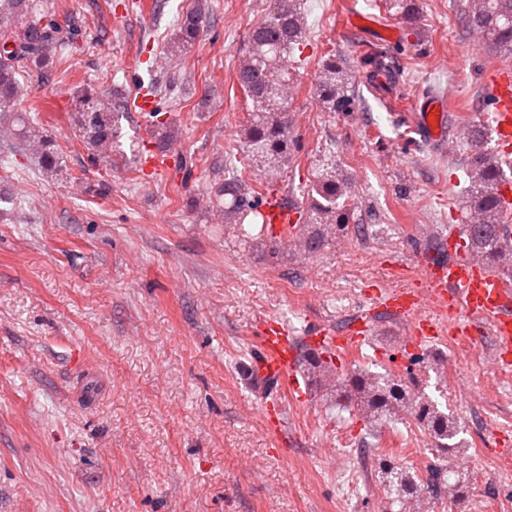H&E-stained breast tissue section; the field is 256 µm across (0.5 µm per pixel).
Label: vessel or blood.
I'll return each mask as SVG.
<instances>
[{
    "instance_id": "obj_1",
    "label": "vessel or blood",
    "mask_w": 512,
    "mask_h": 512,
    "mask_svg": "<svg viewBox=\"0 0 512 512\" xmlns=\"http://www.w3.org/2000/svg\"><path fill=\"white\" fill-rule=\"evenodd\" d=\"M488 88L489 114L496 148L512 154V71L498 68L485 75ZM448 107L445 99L432 98L425 104L421 121L428 135H442L443 116ZM261 211L274 233H282L298 219L296 209L281 198H267ZM463 244L456 231L448 233V249L453 256L446 262L426 264L419 268L426 293L410 289L376 292L375 298L386 309L399 314L410 328L401 349L418 348L436 336L440 326L449 335L470 331L473 325L489 322L496 340L494 368L512 367V284L494 271L475 264L461 253ZM368 321L358 322L347 335H334L329 329L316 327L309 331L308 345L324 358H333L337 349L362 346L370 340ZM263 352L256 360L259 374L290 389H299L296 378L298 351L294 337L289 336L278 321L264 323L259 332Z\"/></svg>"
}]
</instances>
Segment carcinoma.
I'll list each match as a JSON object with an SVG mask.
<instances>
[{"label":"carcinoma","mask_w":512,"mask_h":512,"mask_svg":"<svg viewBox=\"0 0 512 512\" xmlns=\"http://www.w3.org/2000/svg\"><path fill=\"white\" fill-rule=\"evenodd\" d=\"M386 4L409 21L418 13L416 0H386ZM465 22L470 30L483 35L493 46L512 50V0H470ZM201 23V9L187 12L180 20L168 54L182 55L198 38ZM305 40L297 0H274L266 19L253 29L247 53L237 69L240 87L253 105L246 133L248 152L268 156L284 167L292 158L288 100L294 89L288 82L286 63L288 58L303 53ZM56 59L62 60V47L52 25L42 23V18L38 17V4L34 0H0V120L17 125L22 137L29 133V118L11 112L18 91L16 65L24 62L47 73ZM316 94L330 112L351 111L352 89L346 81L343 65L336 59L323 62L316 80ZM119 114L120 105L116 103L95 112L77 113L76 125L95 156L107 158L112 152V143L118 134L115 117ZM465 139L470 149L467 248L473 258L511 273L512 252L505 250V240L512 235V225L496 192V186L505 178L503 163L486 148L487 132L482 124L471 123L466 128ZM306 188L313 194L309 218L315 221L326 218L334 224L312 231L303 224H295L285 237L299 241L304 251L314 253L329 244L330 234L344 236L348 233L349 186L336 172V165L330 163L316 173ZM261 196L262 192L250 186L243 179L242 171L236 169L224 178L209 202L222 212L225 222L238 225L241 237L247 241L269 235L260 211ZM300 354L304 371L314 381L315 390L331 397L332 403L339 407L356 408L365 423L372 424L387 416L397 421L406 415L427 431L438 457L446 459L467 451L457 421L410 388L420 373H442V367L425 354L410 355L409 366L398 377L356 367L345 369L320 358L305 343L300 345ZM449 472L450 468L440 463L420 475L387 459L378 466V477L387 487L386 505L391 512H429L428 500L446 496L458 512H463L468 478L459 477L450 485Z\"/></svg>","instance_id":"obj_1"}]
</instances>
